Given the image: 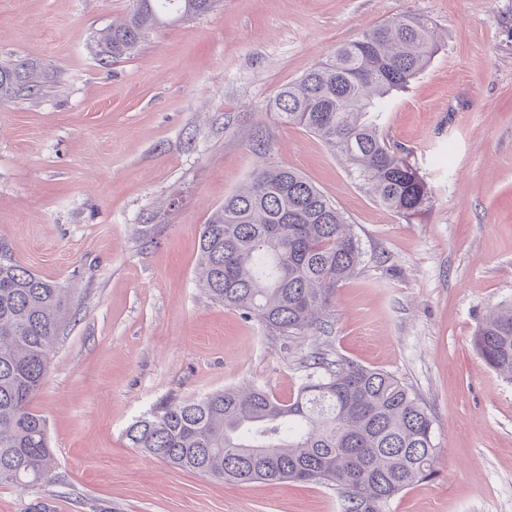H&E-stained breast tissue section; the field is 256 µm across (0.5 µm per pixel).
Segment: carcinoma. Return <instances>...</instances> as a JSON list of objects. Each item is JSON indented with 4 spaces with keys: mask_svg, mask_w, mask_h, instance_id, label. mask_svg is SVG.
<instances>
[{
    "mask_svg": "<svg viewBox=\"0 0 512 512\" xmlns=\"http://www.w3.org/2000/svg\"><path fill=\"white\" fill-rule=\"evenodd\" d=\"M215 0H136L96 49L106 65L133 53L148 33L208 12ZM437 51L432 23L403 14L341 44L283 87L278 119L318 136L346 158L382 209L409 219L432 191L382 125L389 97L421 74ZM41 77L24 62L0 64V99ZM0 485L52 479L53 450L34 400L50 353L74 306L72 295L15 259L0 240ZM354 225L314 183L290 168L258 167L202 225L197 286L272 333L322 327L336 289L358 272ZM474 346L512 381V305L489 310ZM323 373L296 397L257 387L224 388L161 404L126 430L129 445L174 467L222 481L335 485L345 512H383L395 496L433 474V420L394 375L350 362Z\"/></svg>",
    "mask_w": 512,
    "mask_h": 512,
    "instance_id": "cac0c4a2",
    "label": "carcinoma"
}]
</instances>
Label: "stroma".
<instances>
[{
  "mask_svg": "<svg viewBox=\"0 0 512 512\" xmlns=\"http://www.w3.org/2000/svg\"><path fill=\"white\" fill-rule=\"evenodd\" d=\"M134 5L0 0V63L46 73L0 101V237L75 300L36 400L54 479L0 485V512H344L337 487L214 481L125 437L169 399L251 385L292 399L317 355L393 374L433 418V476L384 512H512V381L473 344L512 301V0H215L99 64L101 32ZM407 13L438 37L384 117L433 191L409 220L274 116L283 86ZM262 165L301 172L361 240L323 331L267 332L196 285L202 224Z\"/></svg>",
  "mask_w": 512,
  "mask_h": 512,
  "instance_id": "35a3bbf8",
  "label": "stroma"
}]
</instances>
